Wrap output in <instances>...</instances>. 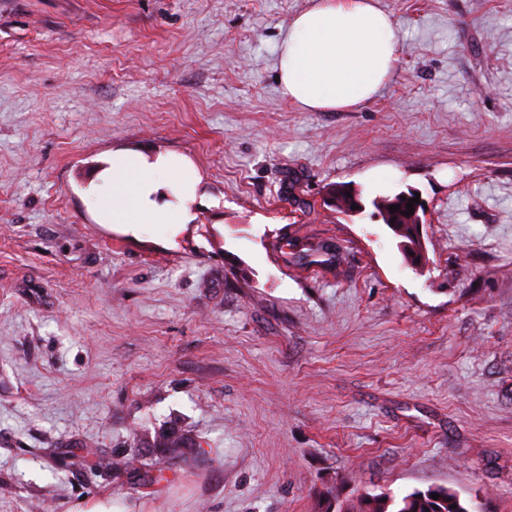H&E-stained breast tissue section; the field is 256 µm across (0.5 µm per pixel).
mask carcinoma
Returning a JSON list of instances; mask_svg holds the SVG:
<instances>
[{
  "label": "carcinoma",
  "instance_id": "1",
  "mask_svg": "<svg viewBox=\"0 0 512 512\" xmlns=\"http://www.w3.org/2000/svg\"><path fill=\"white\" fill-rule=\"evenodd\" d=\"M414 194L397 193L393 196L375 198L372 205L382 216L384 224L400 239V243H413L417 231L419 212L406 216V200ZM332 199L340 211H350L352 206L363 207L362 198L356 193L349 192L344 185L332 188ZM396 205L399 211L391 212L389 206ZM152 447L161 449V452L172 457L182 459L183 462H194L203 452L197 439L188 431L170 430L158 434L152 442ZM439 494L434 500L431 494ZM337 512H475V502L465 500L460 492L446 486H430L426 489H414L400 497L389 493L363 494L355 509L338 507Z\"/></svg>",
  "mask_w": 512,
  "mask_h": 512
}]
</instances>
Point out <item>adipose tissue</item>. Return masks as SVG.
<instances>
[{
	"label": "adipose tissue",
	"mask_w": 512,
	"mask_h": 512,
	"mask_svg": "<svg viewBox=\"0 0 512 512\" xmlns=\"http://www.w3.org/2000/svg\"><path fill=\"white\" fill-rule=\"evenodd\" d=\"M399 64V38L392 18L376 0H314L298 14L278 47L283 95L303 110L341 112L371 101ZM112 203L102 221L135 230L143 216L156 224H182L184 209L158 203L159 191L175 186L181 199L197 193L192 170L171 157L123 154L102 174Z\"/></svg>",
	"instance_id": "adipose-tissue-1"
}]
</instances>
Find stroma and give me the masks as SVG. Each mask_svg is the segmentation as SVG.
<instances>
[{
  "label": "stroma",
  "instance_id": "stroma-1",
  "mask_svg": "<svg viewBox=\"0 0 512 512\" xmlns=\"http://www.w3.org/2000/svg\"><path fill=\"white\" fill-rule=\"evenodd\" d=\"M311 3L0 0V512H512V0H378L400 64L342 112L280 92ZM125 152L193 166L187 223H100ZM402 191L420 271L372 205ZM151 445L153 448H161L162 453L182 458L185 463L195 462L203 452L197 439L188 431L170 430L159 433ZM431 493L439 494L437 500ZM386 498V501H383ZM475 502L465 500L460 492L447 486H430L426 489H414L400 497L389 493L371 494L366 492L358 502L357 508L344 509L338 504L337 512H475ZM456 505V509L450 506Z\"/></svg>",
  "mask_w": 512,
  "mask_h": 512
}]
</instances>
